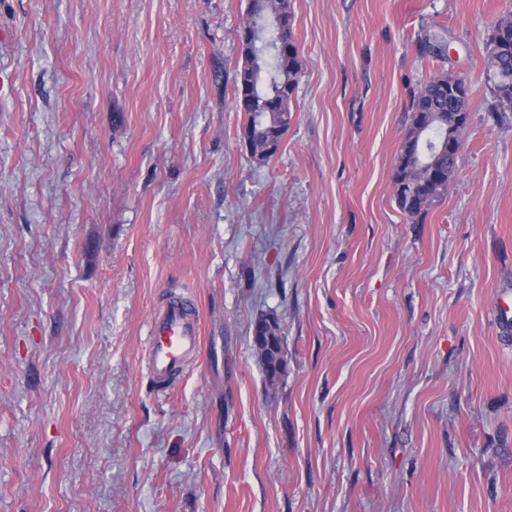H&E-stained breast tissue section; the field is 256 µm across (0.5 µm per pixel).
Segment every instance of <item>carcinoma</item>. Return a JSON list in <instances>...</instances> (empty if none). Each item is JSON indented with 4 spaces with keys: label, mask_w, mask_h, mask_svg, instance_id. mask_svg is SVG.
Here are the masks:
<instances>
[{
    "label": "carcinoma",
    "mask_w": 512,
    "mask_h": 512,
    "mask_svg": "<svg viewBox=\"0 0 512 512\" xmlns=\"http://www.w3.org/2000/svg\"><path fill=\"white\" fill-rule=\"evenodd\" d=\"M290 0H248L241 29L262 43L261 56L250 62L246 50L234 70L235 107L246 116L242 133L252 144L250 158L268 164L275 153L267 152L271 141L286 135L292 121L291 102L298 87L301 61L293 34ZM418 53L438 66L413 92L411 122L399 150L393 177L397 205L410 224L423 223L429 208L448 189L457 155L436 149L448 139L445 127L428 123L432 112H469L468 94L457 95L456 85L465 82L445 68L447 43L435 34L417 40ZM484 87L492 98V111L512 112V14L500 17L484 40ZM272 322L271 344L258 352L265 374L275 383L286 371L280 326Z\"/></svg>",
    "instance_id": "carcinoma-1"
}]
</instances>
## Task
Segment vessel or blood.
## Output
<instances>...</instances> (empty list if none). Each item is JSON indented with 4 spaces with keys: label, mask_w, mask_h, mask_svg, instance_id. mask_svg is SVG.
<instances>
[{
    "label": "vessel or blood",
    "mask_w": 512,
    "mask_h": 512,
    "mask_svg": "<svg viewBox=\"0 0 512 512\" xmlns=\"http://www.w3.org/2000/svg\"><path fill=\"white\" fill-rule=\"evenodd\" d=\"M149 341L147 371L153 385L162 392L199 356L198 313L183 299H169L150 318Z\"/></svg>",
    "instance_id": "b4317fda"
}]
</instances>
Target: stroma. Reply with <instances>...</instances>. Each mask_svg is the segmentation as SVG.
Here are the masks:
<instances>
[{"mask_svg":"<svg viewBox=\"0 0 512 512\" xmlns=\"http://www.w3.org/2000/svg\"><path fill=\"white\" fill-rule=\"evenodd\" d=\"M247 6L0 0V512H512V113L482 83L512 0H291L302 69L264 166L234 105ZM424 30L470 112L410 224ZM171 296L204 344L159 393ZM272 322V330H271V344L270 347L267 348L265 352H261L260 349H255L258 356L260 357V361L263 365L265 374L270 382L273 385L276 380L280 378V374L286 371L287 369V360L282 355V347H281V337L279 334L280 326L276 319L274 318H262L259 319L253 327V330L257 328V326L261 323H265L268 321ZM280 365L283 367L280 368Z\"/></svg>","mask_w":512,"mask_h":512,"instance_id":"stroma-1","label":"stroma"}]
</instances>
